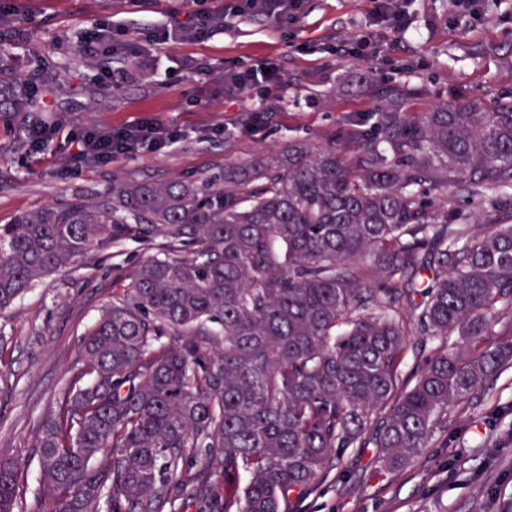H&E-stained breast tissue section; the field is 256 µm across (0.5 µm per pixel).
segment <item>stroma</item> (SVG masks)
<instances>
[{"label":"stroma","mask_w":512,"mask_h":512,"mask_svg":"<svg viewBox=\"0 0 512 512\" xmlns=\"http://www.w3.org/2000/svg\"><path fill=\"white\" fill-rule=\"evenodd\" d=\"M35 17L25 45H0V81L17 83L45 65L46 106L60 131L42 152L29 151L23 134L31 112L0 114V224L80 197L103 203L112 187L174 178L197 182L254 157L275 158L291 142L321 145L344 133L350 120L376 111L383 82L421 87L416 111L450 97L491 101L512 92V0H477V18L456 0H414L416 35L377 26L370 0H310L286 31L272 22L240 19L198 44L163 50L154 71L138 82L104 92L85 80L88 61L76 32L98 15L138 27L132 0H18ZM373 33L389 49L387 61L337 54L345 39ZM314 40L303 55L296 43ZM272 56L283 66L279 98L254 92L229 102L214 74ZM208 61L212 76L179 83L168 78L184 59ZM268 103L267 123L251 126L250 110ZM143 116L186 131L175 148L71 169V130L121 125ZM219 125L228 138L208 139ZM148 246L126 242L88 251L67 271L33 285L0 310V459L18 461L30 492L39 489L34 438L40 422L66 390L67 371L81 358V340L114 296L124 294ZM371 448L348 449L342 465L299 506V512H505L512 504V368L489 382L468 405L448 414L430 448L409 466L378 473Z\"/></svg>","instance_id":"stroma-1"}]
</instances>
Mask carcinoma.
Here are the masks:
<instances>
[{"label": "carcinoma", "mask_w": 512, "mask_h": 512, "mask_svg": "<svg viewBox=\"0 0 512 512\" xmlns=\"http://www.w3.org/2000/svg\"><path fill=\"white\" fill-rule=\"evenodd\" d=\"M416 94L385 85L277 161L0 225V310L92 249L156 250L42 420V512H297L344 449L398 471L512 366V93L412 112ZM21 473L0 461V512H27Z\"/></svg>", "instance_id": "carcinoma-1"}]
</instances>
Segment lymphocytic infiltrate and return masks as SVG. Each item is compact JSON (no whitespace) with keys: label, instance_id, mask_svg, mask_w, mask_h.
I'll list each match as a JSON object with an SVG mask.
<instances>
[{"label":"lymphocytic infiltrate","instance_id":"1","mask_svg":"<svg viewBox=\"0 0 512 512\" xmlns=\"http://www.w3.org/2000/svg\"><path fill=\"white\" fill-rule=\"evenodd\" d=\"M193 9L188 22L172 25L144 16L137 29L110 15L95 19L77 34L89 59L90 83L109 89L139 80L145 73L144 59L155 58L168 45L184 41H205L240 18L295 21L307 7V0H225L223 9L202 8L201 0H188ZM221 79L224 95L239 99L256 88L282 89L284 72L279 59L267 58L246 68L225 69ZM185 131L176 124L151 118L121 126L74 130L70 163L78 168L100 165L119 155L143 151L159 152L180 143Z\"/></svg>","mask_w":512,"mask_h":512}]
</instances>
